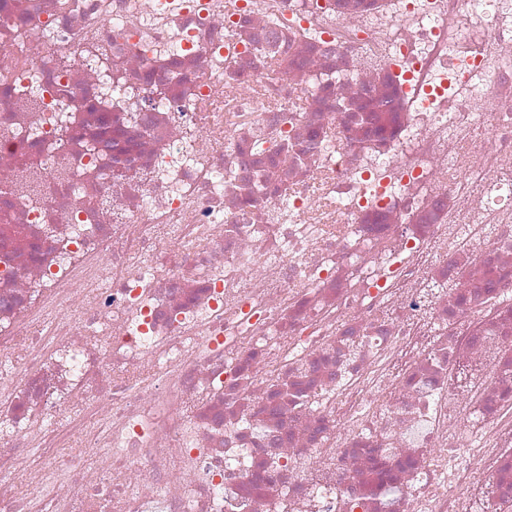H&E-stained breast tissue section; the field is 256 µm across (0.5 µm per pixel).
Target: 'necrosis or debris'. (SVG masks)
Listing matches in <instances>:
<instances>
[{
	"label": "necrosis or debris",
	"instance_id": "obj_1",
	"mask_svg": "<svg viewBox=\"0 0 512 512\" xmlns=\"http://www.w3.org/2000/svg\"><path fill=\"white\" fill-rule=\"evenodd\" d=\"M480 490L512 512V0H0V512Z\"/></svg>",
	"mask_w": 512,
	"mask_h": 512
}]
</instances>
